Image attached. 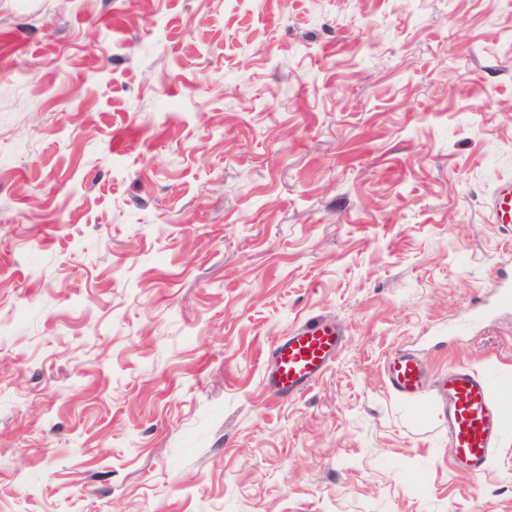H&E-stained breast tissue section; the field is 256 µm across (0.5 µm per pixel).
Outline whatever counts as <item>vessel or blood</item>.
<instances>
[{
	"mask_svg": "<svg viewBox=\"0 0 512 512\" xmlns=\"http://www.w3.org/2000/svg\"><path fill=\"white\" fill-rule=\"evenodd\" d=\"M490 208L497 223H512V182L496 190ZM342 345L336 322L309 320L266 353L263 382L278 396H299L322 376ZM429 373L425 361L407 351L391 354L384 364L387 385L403 397L420 393ZM438 394L445 405L452 468L467 477L482 476L502 434L504 417L512 411V384L457 364L444 373Z\"/></svg>",
	"mask_w": 512,
	"mask_h": 512,
	"instance_id": "vessel-or-blood-1",
	"label": "vessel or blood"
}]
</instances>
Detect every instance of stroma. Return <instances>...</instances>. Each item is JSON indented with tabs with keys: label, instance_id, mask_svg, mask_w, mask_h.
<instances>
[{
	"label": "stroma",
	"instance_id": "1",
	"mask_svg": "<svg viewBox=\"0 0 512 512\" xmlns=\"http://www.w3.org/2000/svg\"><path fill=\"white\" fill-rule=\"evenodd\" d=\"M506 180L507 0H0V512H512L383 373L512 381ZM490 208L498 224L512 223V182L504 183L496 190ZM342 345L336 322L310 319L266 353L263 383L280 397L299 396L322 376ZM430 373V367L417 355L399 351L391 354L384 364V377L390 390L403 397H411L422 391Z\"/></svg>",
	"mask_w": 512,
	"mask_h": 512
}]
</instances>
